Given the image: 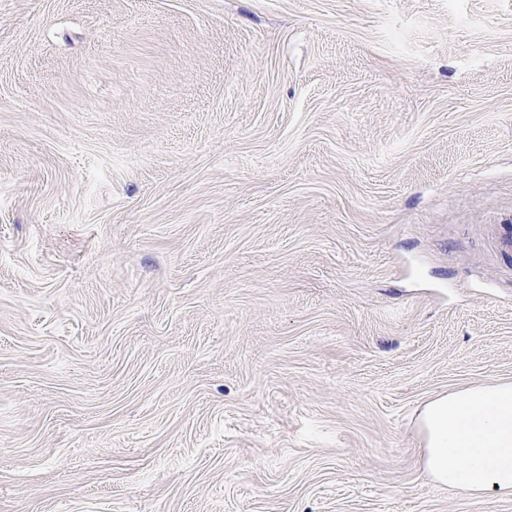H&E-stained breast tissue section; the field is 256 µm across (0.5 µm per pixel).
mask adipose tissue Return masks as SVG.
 Instances as JSON below:
<instances>
[{"instance_id": "ef3b65f1", "label": "adipose tissue", "mask_w": 512, "mask_h": 512, "mask_svg": "<svg viewBox=\"0 0 512 512\" xmlns=\"http://www.w3.org/2000/svg\"><path fill=\"white\" fill-rule=\"evenodd\" d=\"M425 414V463L440 484L472 496H512V382L448 393Z\"/></svg>"}]
</instances>
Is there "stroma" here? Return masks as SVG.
Masks as SVG:
<instances>
[{
    "mask_svg": "<svg viewBox=\"0 0 512 512\" xmlns=\"http://www.w3.org/2000/svg\"><path fill=\"white\" fill-rule=\"evenodd\" d=\"M493 224L512 0H0V512H512ZM429 473L471 496H512V382L449 392L425 413Z\"/></svg>",
    "mask_w": 512,
    "mask_h": 512,
    "instance_id": "obj_1",
    "label": "stroma"
}]
</instances>
